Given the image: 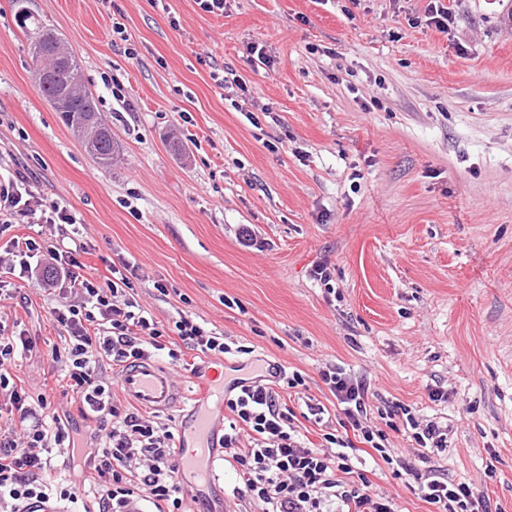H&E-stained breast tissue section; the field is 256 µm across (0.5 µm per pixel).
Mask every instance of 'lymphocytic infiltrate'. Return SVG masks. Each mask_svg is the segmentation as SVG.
I'll return each mask as SVG.
<instances>
[{
    "instance_id": "1",
    "label": "lymphocytic infiltrate",
    "mask_w": 512,
    "mask_h": 512,
    "mask_svg": "<svg viewBox=\"0 0 512 512\" xmlns=\"http://www.w3.org/2000/svg\"><path fill=\"white\" fill-rule=\"evenodd\" d=\"M85 250L82 243L50 249L55 277L69 282L76 295L54 307L53 315L66 334V392L100 428L85 443L69 434L68 419L50 410L46 397L28 405L27 392L5 366L29 342L0 336V397L18 414L16 429L0 434V512H27L55 497L74 503L82 493L88 498L83 512H134L145 498L156 512H187L186 494L176 480L173 433L150 416L116 405L103 369L163 353L177 367L186 352L220 356L231 347L187 314L172 326L160 324L137 299L134 265L126 261L111 267L109 275L94 277L85 274L79 259ZM319 376L341 417L338 430L323 433L315 445L302 438L293 408L261 381L239 383L226 399L232 421L224 434V457L240 480L235 495L261 512H395L391 499L375 493L367 471L355 465L362 443L434 512H493L489 497L474 484L448 480L429 468L431 454L447 446L437 422L422 421L397 403L382 415L381 425H372L366 383L335 364L322 367ZM400 427L409 430L420 466L406 463L392 445L389 433Z\"/></svg>"
}]
</instances>
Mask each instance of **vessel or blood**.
Segmentation results:
<instances>
[{"label":"vessel or blood","mask_w":512,"mask_h":512,"mask_svg":"<svg viewBox=\"0 0 512 512\" xmlns=\"http://www.w3.org/2000/svg\"><path fill=\"white\" fill-rule=\"evenodd\" d=\"M126 397L151 411L179 410L178 434L181 444L192 451L177 460L176 476L187 491L210 483L215 477L214 462L222 452V441L213 423L211 406L214 377H207L196 395H188L171 369L151 360L123 368L119 377Z\"/></svg>","instance_id":"obj_1"}]
</instances>
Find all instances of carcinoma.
Instances as JSON below:
<instances>
[{"label": "carcinoma", "instance_id": "cac0c4a2", "mask_svg": "<svg viewBox=\"0 0 512 512\" xmlns=\"http://www.w3.org/2000/svg\"><path fill=\"white\" fill-rule=\"evenodd\" d=\"M17 23L28 37L35 66L46 74L47 85L39 87L41 95L52 104L56 94L63 91L70 93V108L62 113L63 122L72 131L80 124L91 123V128L99 132L95 138L96 153L93 158L105 169L112 167L116 157V150L110 140L112 131L102 120L92 93L84 85L79 61L72 55L65 61L57 60L55 36L34 16L22 11L17 14Z\"/></svg>", "mask_w": 512, "mask_h": 512}]
</instances>
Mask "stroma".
Here are the masks:
<instances>
[{
    "label": "stroma",
    "instance_id": "35a3bbf8",
    "mask_svg": "<svg viewBox=\"0 0 512 512\" xmlns=\"http://www.w3.org/2000/svg\"><path fill=\"white\" fill-rule=\"evenodd\" d=\"M440 2L444 32L430 0H226L220 15L197 0H0V182L27 171L37 197L73 207L83 262L134 263L156 320L186 313L302 373L308 399L289 405L310 439L337 426L319 370L342 366L369 383L371 421L401 402L447 426L433 466L512 512V0ZM22 9L80 60L112 168L41 96ZM23 237L44 253L61 239L16 215L0 254ZM319 262L334 294L310 276ZM0 284L15 291L0 334L33 344L10 373L90 432L52 357L57 291L6 266ZM357 465L396 512H430L387 465ZM215 472L189 512H254L230 464Z\"/></svg>",
    "mask_w": 512,
    "mask_h": 512
}]
</instances>
